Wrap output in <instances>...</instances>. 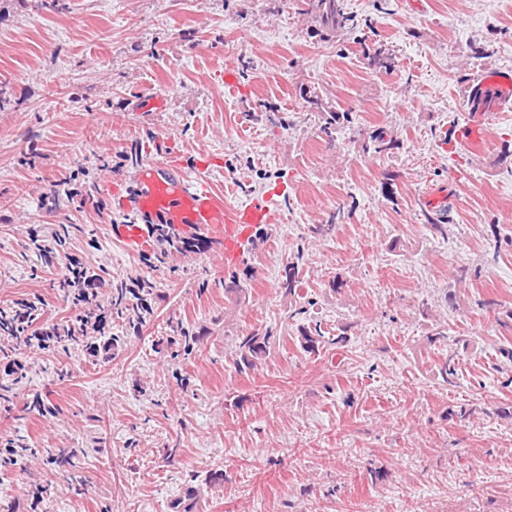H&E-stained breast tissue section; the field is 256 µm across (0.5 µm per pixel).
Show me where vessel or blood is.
<instances>
[{"mask_svg": "<svg viewBox=\"0 0 512 512\" xmlns=\"http://www.w3.org/2000/svg\"><path fill=\"white\" fill-rule=\"evenodd\" d=\"M465 103L470 115L457 143L480 154L492 140L482 113L512 105V70L492 69L477 76L467 87ZM158 147V142L147 143V157L134 167L128 183L108 188L128 216L126 223L111 225L112 238L129 252L151 251L157 225L166 224L186 235L205 232L223 250L225 265L232 266L251 249L254 226L280 223L281 208L273 196H250L239 205L225 206L208 180L191 175L177 157L158 158Z\"/></svg>", "mask_w": 512, "mask_h": 512, "instance_id": "b4317fda", "label": "vessel or blood"}]
</instances>
